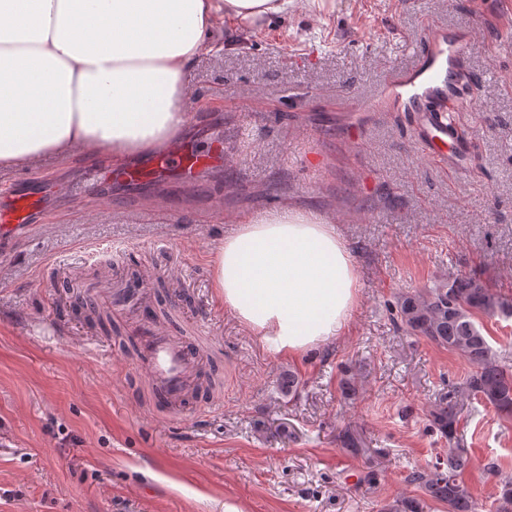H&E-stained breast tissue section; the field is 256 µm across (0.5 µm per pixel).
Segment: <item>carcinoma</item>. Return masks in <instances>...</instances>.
<instances>
[{"mask_svg":"<svg viewBox=\"0 0 512 512\" xmlns=\"http://www.w3.org/2000/svg\"><path fill=\"white\" fill-rule=\"evenodd\" d=\"M512 317V299L497 293L474 276L443 274L415 293L395 302V317L410 334L465 359L471 366L459 392L512 416V372L499 364L496 352L482 333L478 317ZM430 417L440 434L448 438V458L406 475L428 499L446 506L447 512H477L464 482L470 465L468 450L460 447L458 404L436 406ZM496 512H512V482L501 485Z\"/></svg>","mask_w":512,"mask_h":512,"instance_id":"1","label":"carcinoma"}]
</instances>
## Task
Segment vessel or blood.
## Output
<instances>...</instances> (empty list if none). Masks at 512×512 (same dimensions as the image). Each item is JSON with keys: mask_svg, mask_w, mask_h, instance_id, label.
I'll use <instances>...</instances> for the list:
<instances>
[{"mask_svg": "<svg viewBox=\"0 0 512 512\" xmlns=\"http://www.w3.org/2000/svg\"><path fill=\"white\" fill-rule=\"evenodd\" d=\"M426 38L431 51L422 70L414 75L394 74L387 91L399 110L413 113L422 149L449 174L468 168V149L441 151V144L453 138L455 126L448 117L449 104L460 103L464 60L469 38L451 39L435 26H428ZM226 159L222 141L201 150L190 141L150 153L144 161L124 170L123 175L139 183L172 174L198 180L222 170ZM42 209L41 195L33 189L14 188L7 203L0 207V226L15 228L30 223ZM151 275L140 274L114 283L106 299L108 309L127 317V337L137 350V361L144 373L155 414L168 417L184 404L188 393L202 386L206 374L199 352L171 322L158 317Z\"/></svg>", "mask_w": 512, "mask_h": 512, "instance_id": "1", "label": "vessel or blood"}]
</instances>
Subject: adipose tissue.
Instances as JSON below:
<instances>
[{"mask_svg": "<svg viewBox=\"0 0 512 512\" xmlns=\"http://www.w3.org/2000/svg\"><path fill=\"white\" fill-rule=\"evenodd\" d=\"M294 0H0V167L79 150L147 153L185 130V76L221 23L269 24ZM224 307L293 356L341 335L354 255L325 220L285 206L241 220L212 257Z\"/></svg>", "mask_w": 512, "mask_h": 512, "instance_id": "ef3b65f1", "label": "adipose tissue"}]
</instances>
